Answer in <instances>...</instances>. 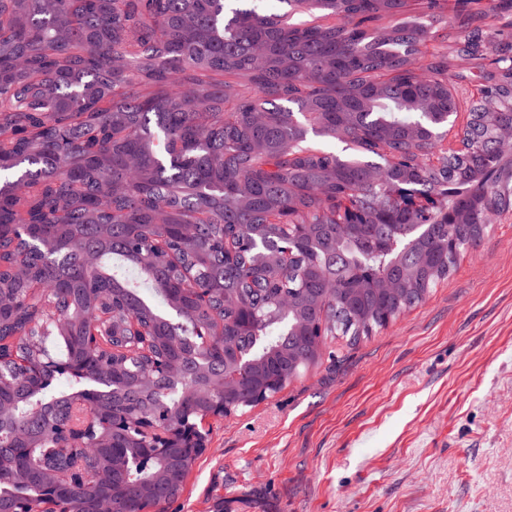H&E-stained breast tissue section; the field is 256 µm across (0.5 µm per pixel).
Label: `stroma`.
<instances>
[{
  "instance_id": "obj_1",
  "label": "stroma",
  "mask_w": 512,
  "mask_h": 512,
  "mask_svg": "<svg viewBox=\"0 0 512 512\" xmlns=\"http://www.w3.org/2000/svg\"><path fill=\"white\" fill-rule=\"evenodd\" d=\"M209 444L167 512H512V220Z\"/></svg>"
}]
</instances>
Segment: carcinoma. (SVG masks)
I'll return each instance as SVG.
<instances>
[{
  "instance_id": "obj_1",
  "label": "carcinoma",
  "mask_w": 512,
  "mask_h": 512,
  "mask_svg": "<svg viewBox=\"0 0 512 512\" xmlns=\"http://www.w3.org/2000/svg\"><path fill=\"white\" fill-rule=\"evenodd\" d=\"M280 2L264 14L251 0H0L4 348L33 358L51 328L59 359L108 358L123 385L220 327L210 376L231 368L228 341L256 362L230 416L317 366L336 336L367 335L424 302L488 236L485 212H512L493 156L512 111L486 125L469 107L460 148L440 149L466 82L448 59L512 49V0H456L452 24L448 0ZM485 78L512 103V71ZM372 168L383 169L378 184ZM20 178L36 185L24 200L10 191ZM115 181L128 188L110 200ZM183 224L200 225L196 239L182 238ZM88 250L100 255L94 269ZM20 261L26 281L10 274ZM380 277L398 291H376ZM0 373V402L15 406L0 423V497L11 501L47 481L13 430L49 437L90 379L28 376L9 361ZM160 391L133 386L95 408L202 425L206 399ZM84 442L94 447L84 480L57 498L109 487L120 512H164L181 496L192 463L170 469L139 434Z\"/></svg>"
}]
</instances>
